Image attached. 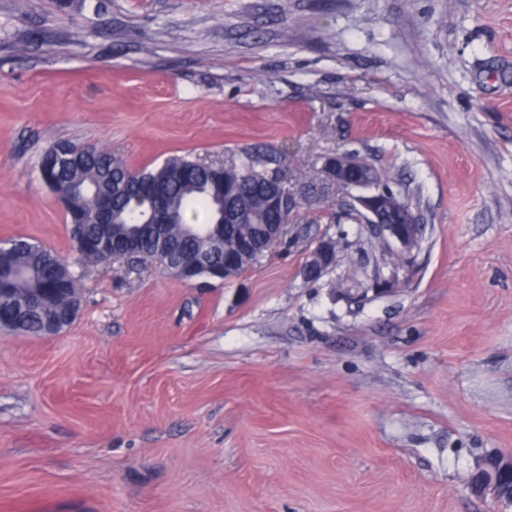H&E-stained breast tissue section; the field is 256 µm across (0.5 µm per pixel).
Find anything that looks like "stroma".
I'll use <instances>...</instances> for the list:
<instances>
[{"label":"stroma","mask_w":512,"mask_h":512,"mask_svg":"<svg viewBox=\"0 0 512 512\" xmlns=\"http://www.w3.org/2000/svg\"><path fill=\"white\" fill-rule=\"evenodd\" d=\"M134 169L275 157L292 243L229 280L79 262L41 155ZM354 150L425 239L350 301L356 225L314 283ZM51 249L80 305L0 330V512H512V0H0V241ZM337 243L333 239L322 238L312 251L306 264V277L309 281L322 277L337 262ZM68 303L69 297L65 294L50 295L41 300V306L46 311L63 309ZM77 312L76 302L72 300L63 314L46 312L42 326L39 312L26 309L14 321V329L22 332L21 334L31 336H41L44 330L45 336H54L75 319ZM471 477L472 490L482 496H489L495 502L500 503L502 498V489L497 481V473L509 471L512 475V458L497 456L486 458ZM476 474H480L479 481L475 480Z\"/></svg>","instance_id":"obj_1"}]
</instances>
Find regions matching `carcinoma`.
<instances>
[{"mask_svg":"<svg viewBox=\"0 0 512 512\" xmlns=\"http://www.w3.org/2000/svg\"><path fill=\"white\" fill-rule=\"evenodd\" d=\"M75 151L87 153L84 164L76 169H52L48 172L58 186V191L74 200V208L80 217L69 216L77 251L87 262L100 261L99 253L93 249L103 238V229L98 220L106 216L111 221V232L122 235L138 224H153L156 220V193L162 192L169 211V224L163 242L154 240L151 231L141 233L139 246L123 254V258L138 262L145 258L154 260L160 269H166L165 255L182 253L190 255L195 251H208L209 259L222 265L232 255H238L237 273L241 274L257 262L249 255L238 253L240 241L259 237L265 224H286L294 209L287 206L280 209L266 199L265 188H278L282 176L277 168H268L260 157L246 153L239 163L215 171L210 166L185 157H173L161 166L149 170L130 168L125 161L111 150L89 145L82 148L70 145ZM235 203L234 223L216 229L224 237L222 246L209 250L208 243L187 236L192 227L187 219L191 206L205 213L204 224L221 223L224 201ZM358 241L368 246L372 260L363 264L362 285L370 287L371 276H378L383 268L378 259L381 245L377 238L359 226ZM12 247L0 252V311L11 310L25 298L26 289L33 287L30 282L20 283L11 278L14 271L31 269L41 275L39 287L58 288L63 284L72 285L71 273L54 254L23 238L11 240ZM14 329L24 335L41 336L43 326L41 315L25 310L14 321Z\"/></svg>","mask_w":512,"mask_h":512,"instance_id":"obj_1","label":"carcinoma"}]
</instances>
